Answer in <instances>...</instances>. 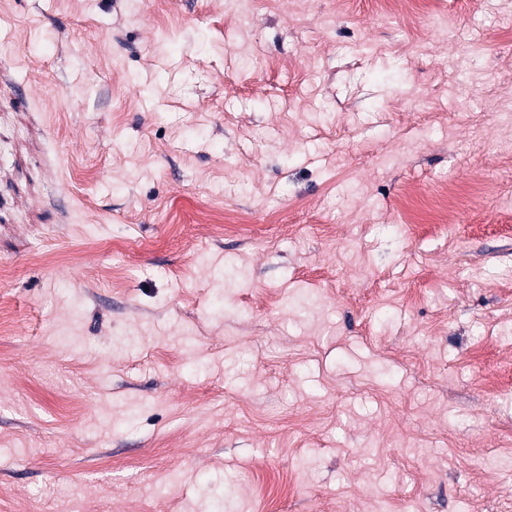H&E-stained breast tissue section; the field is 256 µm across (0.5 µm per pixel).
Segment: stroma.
<instances>
[{
    "instance_id": "stroma-1",
    "label": "stroma",
    "mask_w": 512,
    "mask_h": 512,
    "mask_svg": "<svg viewBox=\"0 0 512 512\" xmlns=\"http://www.w3.org/2000/svg\"><path fill=\"white\" fill-rule=\"evenodd\" d=\"M0 67V512H512V0H0Z\"/></svg>"
}]
</instances>
